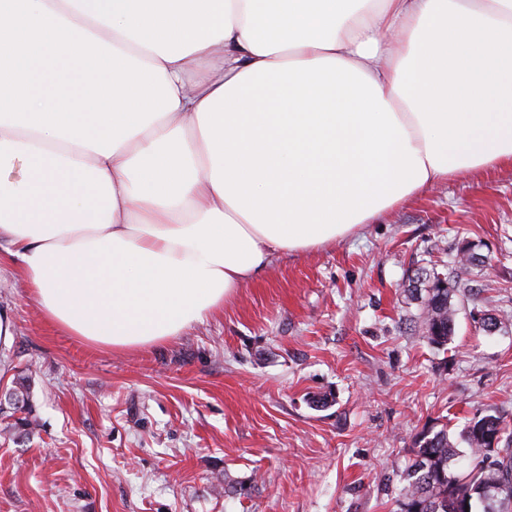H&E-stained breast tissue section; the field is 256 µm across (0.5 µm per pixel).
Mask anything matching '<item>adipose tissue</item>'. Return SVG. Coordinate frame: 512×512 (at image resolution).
Returning a JSON list of instances; mask_svg holds the SVG:
<instances>
[{
    "instance_id": "1",
    "label": "adipose tissue",
    "mask_w": 512,
    "mask_h": 512,
    "mask_svg": "<svg viewBox=\"0 0 512 512\" xmlns=\"http://www.w3.org/2000/svg\"><path fill=\"white\" fill-rule=\"evenodd\" d=\"M180 100L104 156L0 125V246L44 319L161 347L282 253L512 166V0H42Z\"/></svg>"
}]
</instances>
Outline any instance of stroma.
<instances>
[{
    "label": "stroma",
    "instance_id": "1",
    "mask_svg": "<svg viewBox=\"0 0 512 512\" xmlns=\"http://www.w3.org/2000/svg\"><path fill=\"white\" fill-rule=\"evenodd\" d=\"M476 244L483 264L459 270ZM471 287L429 344L408 279ZM0 384L31 377L32 432L0 417V512H400L423 433L512 422V167L432 188L356 235L282 253L168 345L117 353L50 326L0 260ZM505 316L495 332L473 315Z\"/></svg>",
    "mask_w": 512,
    "mask_h": 512
}]
</instances>
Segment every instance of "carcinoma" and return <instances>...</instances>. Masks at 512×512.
<instances>
[{"label":"carcinoma","mask_w":512,"mask_h":512,"mask_svg":"<svg viewBox=\"0 0 512 512\" xmlns=\"http://www.w3.org/2000/svg\"><path fill=\"white\" fill-rule=\"evenodd\" d=\"M457 265L468 269L479 264L475 245L464 244ZM426 281L423 301L425 336L436 347H445L454 335V296L458 281L436 270H423L410 280L412 290ZM448 283L443 288L441 284ZM29 378L19 377L10 387L8 407L20 412L13 429L18 437L28 435ZM496 449H490L491 441ZM470 451L467 466L452 471L453 460L461 458L448 430L425 434L412 450L413 459L405 470L400 489L401 512H512V426L497 414L472 418L463 432Z\"/></svg>","instance_id":"obj_1"}]
</instances>
